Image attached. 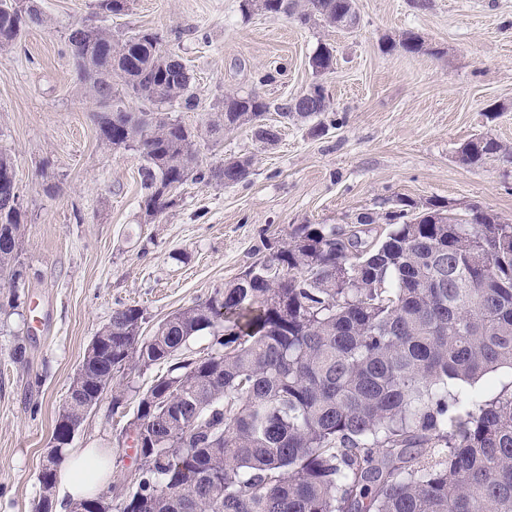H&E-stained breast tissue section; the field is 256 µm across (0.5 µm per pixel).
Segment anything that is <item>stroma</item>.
I'll return each mask as SVG.
<instances>
[{
	"instance_id": "35a3bbf8",
	"label": "stroma",
	"mask_w": 512,
	"mask_h": 512,
	"mask_svg": "<svg viewBox=\"0 0 512 512\" xmlns=\"http://www.w3.org/2000/svg\"><path fill=\"white\" fill-rule=\"evenodd\" d=\"M43 26L0 48V155L8 158L25 214L18 307L0 288V512H33L37 480L57 413L95 333L113 309L142 308L145 331L232 283L300 224L385 225L397 198L477 206L512 222V163L470 168L458 158L468 139L490 134L512 147V0H356L359 24L340 32L261 12L243 17L241 0H127L123 14L98 0H35ZM115 39L157 32L192 77L195 106H164L201 130L202 168L252 160L234 185L189 179L164 214L147 218L132 150L99 136L103 107L81 82L67 47L80 24ZM406 31L431 51L387 53ZM332 44L336 62L313 73L309 58ZM322 84L330 101L324 134L277 108ZM255 92L271 106L277 142L249 127L207 135L230 93ZM23 357H16V347ZM166 365L115 374L126 397L89 413L71 442L108 448L120 484L136 465L117 437L139 396Z\"/></svg>"
}]
</instances>
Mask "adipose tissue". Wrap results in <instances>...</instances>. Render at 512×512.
<instances>
[{"label": "adipose tissue", "mask_w": 512, "mask_h": 512, "mask_svg": "<svg viewBox=\"0 0 512 512\" xmlns=\"http://www.w3.org/2000/svg\"><path fill=\"white\" fill-rule=\"evenodd\" d=\"M111 481V456L98 448L70 450L57 478V512H68L72 503L92 497Z\"/></svg>", "instance_id": "adipose-tissue-1"}]
</instances>
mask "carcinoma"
<instances>
[{
	"instance_id": "carcinoma-1",
	"label": "carcinoma",
	"mask_w": 512,
	"mask_h": 512,
	"mask_svg": "<svg viewBox=\"0 0 512 512\" xmlns=\"http://www.w3.org/2000/svg\"><path fill=\"white\" fill-rule=\"evenodd\" d=\"M255 11L285 14L300 25L357 15L355 0H253ZM44 23L30 0H0V48ZM68 46L78 77L98 100L103 141L131 148L149 216L164 213L171 193L193 174L238 184L251 160L230 158L200 168L194 129L162 112H128L113 80L143 103L193 105L191 75L162 48L158 33L112 32L82 25ZM426 50L414 33L387 50ZM333 48L310 58L329 71ZM326 96L291 99L281 116L309 120L329 111ZM258 94L224 96L209 132L219 137L249 125L274 143ZM463 163L480 168L509 156L481 135ZM371 231L368 213L347 226L300 224L289 240L249 266L203 302L179 310L142 335L144 311H112L87 350L58 417L76 423L103 387L112 412L125 389L114 373L167 363L142 393L125 429L138 466L123 480L76 507L96 512H512V385L473 405L472 386L500 368L512 369V223L408 224L416 205ZM23 211L0 203V280L25 278L19 259ZM375 234L372 241L363 237ZM212 332L210 352L179 357L185 343ZM63 458L40 469L35 512H48Z\"/></svg>"
}]
</instances>
